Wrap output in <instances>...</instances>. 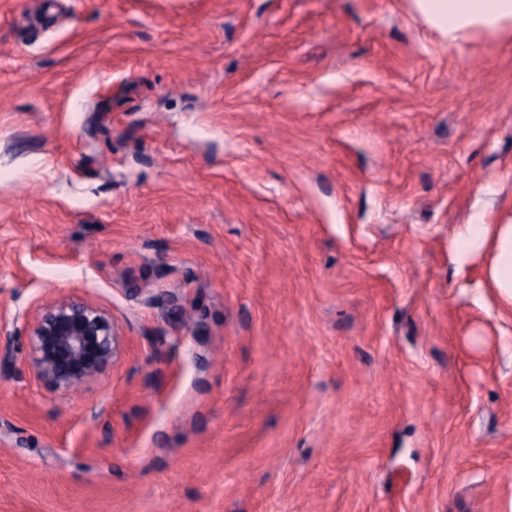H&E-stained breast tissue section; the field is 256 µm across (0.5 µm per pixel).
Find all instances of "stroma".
<instances>
[{"mask_svg":"<svg viewBox=\"0 0 512 512\" xmlns=\"http://www.w3.org/2000/svg\"><path fill=\"white\" fill-rule=\"evenodd\" d=\"M512 24L0 0V512H512ZM91 302L78 394L25 322ZM493 254L485 282L498 295L504 308L512 309V224H464L454 240L453 256L465 264L476 252ZM26 325L29 364L54 391H82L120 351L112 316L83 300L48 302Z\"/></svg>","mask_w":512,"mask_h":512,"instance_id":"35a3bbf8","label":"stroma"}]
</instances>
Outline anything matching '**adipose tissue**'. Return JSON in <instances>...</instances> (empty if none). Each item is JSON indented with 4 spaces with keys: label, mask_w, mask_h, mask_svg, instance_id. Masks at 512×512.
<instances>
[{
    "label": "adipose tissue",
    "mask_w": 512,
    "mask_h": 512,
    "mask_svg": "<svg viewBox=\"0 0 512 512\" xmlns=\"http://www.w3.org/2000/svg\"><path fill=\"white\" fill-rule=\"evenodd\" d=\"M418 12L430 24L443 29L456 42L472 29L494 31L512 23V0H415ZM486 250L493 260L485 282L505 309H512V224H465L454 240L453 256L463 264Z\"/></svg>",
    "instance_id": "ef3b65f1"
}]
</instances>
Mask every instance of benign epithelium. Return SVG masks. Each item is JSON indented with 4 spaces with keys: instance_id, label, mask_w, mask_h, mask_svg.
I'll use <instances>...</instances> for the list:
<instances>
[{
    "instance_id": "1",
    "label": "benign epithelium",
    "mask_w": 512,
    "mask_h": 512,
    "mask_svg": "<svg viewBox=\"0 0 512 512\" xmlns=\"http://www.w3.org/2000/svg\"><path fill=\"white\" fill-rule=\"evenodd\" d=\"M28 361L54 391L78 392L116 358L121 336L103 309L83 300L46 303L27 321Z\"/></svg>"
}]
</instances>
